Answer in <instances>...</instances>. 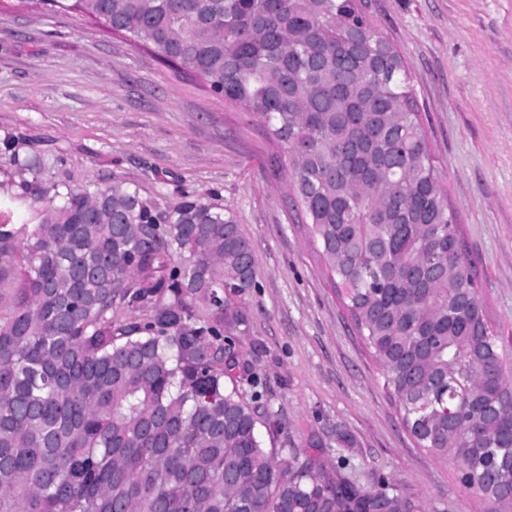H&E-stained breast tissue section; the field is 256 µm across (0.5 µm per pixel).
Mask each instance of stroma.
Returning a JSON list of instances; mask_svg holds the SVG:
<instances>
[{
	"label": "stroma",
	"instance_id": "35a3bbf8",
	"mask_svg": "<svg viewBox=\"0 0 512 512\" xmlns=\"http://www.w3.org/2000/svg\"><path fill=\"white\" fill-rule=\"evenodd\" d=\"M403 54L429 147L491 328L512 369V0H367ZM42 153L49 174L25 199L14 155ZM275 144L240 106L147 48L75 13L0 0V224L25 238L41 192L121 182L144 199L233 214L255 246L257 276L234 341L284 426L264 434L364 491L388 481L413 512H485L452 461L416 447L379 366L359 339L284 196ZM354 435L339 445L332 426Z\"/></svg>",
	"mask_w": 512,
	"mask_h": 512
}]
</instances>
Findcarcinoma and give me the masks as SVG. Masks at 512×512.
I'll list each match as a JSON object with an SVG mask.
<instances>
[{
  "label": "carcinoma",
  "mask_w": 512,
  "mask_h": 512,
  "mask_svg": "<svg viewBox=\"0 0 512 512\" xmlns=\"http://www.w3.org/2000/svg\"><path fill=\"white\" fill-rule=\"evenodd\" d=\"M198 75L279 148L309 226L403 427L512 512V378L457 234L401 52L366 0H44ZM20 186L47 169L15 158ZM23 240L0 224V512H411L306 465L224 340L248 331L256 277L234 217L161 208L122 183L51 186ZM119 312H144L121 323Z\"/></svg>",
  "instance_id": "1"
}]
</instances>
